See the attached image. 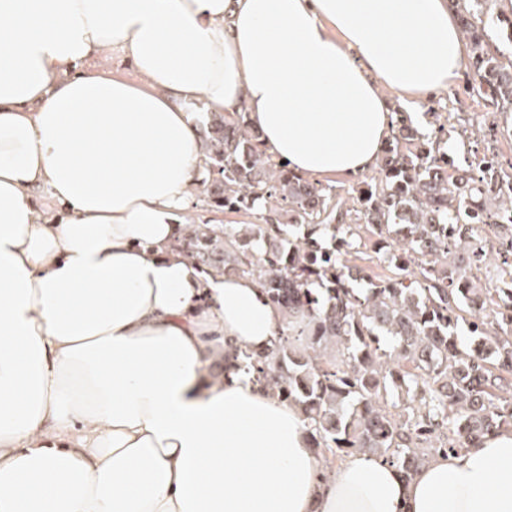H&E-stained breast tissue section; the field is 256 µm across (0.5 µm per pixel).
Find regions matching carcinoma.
Wrapping results in <instances>:
<instances>
[{"instance_id":"obj_1","label":"carcinoma","mask_w":512,"mask_h":512,"mask_svg":"<svg viewBox=\"0 0 512 512\" xmlns=\"http://www.w3.org/2000/svg\"><path fill=\"white\" fill-rule=\"evenodd\" d=\"M495 0H455L484 107L512 112V17ZM455 127L422 132L396 113L377 171L345 198L260 148L246 112H208L203 207L260 223L191 225L177 240L203 271L256 279L284 323L263 354L240 353L253 379L302 408L330 468L362 452L412 478L435 455L512 424V235L481 282L478 224L508 220L512 163L485 155L478 176L455 165ZM374 241L381 278L349 264Z\"/></svg>"}]
</instances>
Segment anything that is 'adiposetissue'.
<instances>
[{
	"label": "adipose tissue",
	"instance_id": "adipose-tissue-1",
	"mask_svg": "<svg viewBox=\"0 0 512 512\" xmlns=\"http://www.w3.org/2000/svg\"><path fill=\"white\" fill-rule=\"evenodd\" d=\"M464 58L450 0H0V512H512V428L410 479L363 453L325 472L236 358L280 310L171 248L202 181L186 103L353 176L386 90H447Z\"/></svg>",
	"mask_w": 512,
	"mask_h": 512
}]
</instances>
